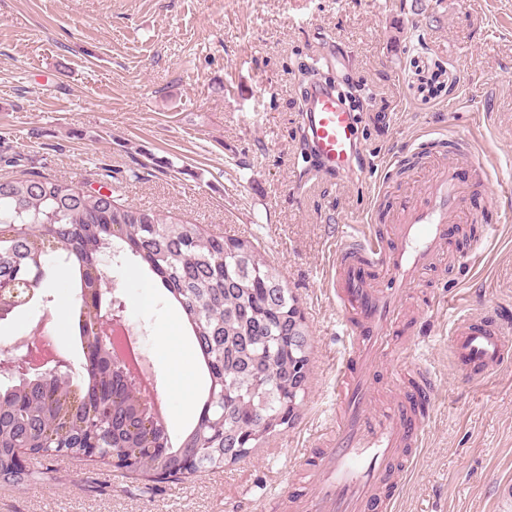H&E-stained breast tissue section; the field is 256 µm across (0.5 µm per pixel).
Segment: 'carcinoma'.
I'll list each match as a JSON object with an SVG mask.
<instances>
[{
  "label": "carcinoma",
  "instance_id": "obj_1",
  "mask_svg": "<svg viewBox=\"0 0 512 512\" xmlns=\"http://www.w3.org/2000/svg\"><path fill=\"white\" fill-rule=\"evenodd\" d=\"M0 259V275L40 268L38 288L53 265L73 268L85 358L75 383L48 373L0 384L1 480L25 487L44 479L41 466L17 468L18 448L43 462L78 456L94 442L153 491L235 463L294 423L311 338L296 297L250 241L206 235L194 224L34 172L0 180ZM106 259L117 273L134 261L161 281L163 300L185 314L206 366L205 408L175 442L149 419L135 385L99 342L98 311L111 299L99 278ZM33 297L6 292L0 310L9 315Z\"/></svg>",
  "mask_w": 512,
  "mask_h": 512
}]
</instances>
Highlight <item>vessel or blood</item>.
Returning <instances> with one entry per match:
<instances>
[{"label":"vessel or blood","mask_w":512,"mask_h":512,"mask_svg":"<svg viewBox=\"0 0 512 512\" xmlns=\"http://www.w3.org/2000/svg\"><path fill=\"white\" fill-rule=\"evenodd\" d=\"M303 125L322 168L341 179L350 177L359 143L357 122L328 85L309 88ZM466 166L483 171L472 149L450 150L422 203L406 207L400 223L341 238L331 286L350 349L336 375L330 438L281 497L290 512H391L421 442L425 412L438 398L431 372L408 362L393 336L409 312L413 288L444 255L466 208L460 179ZM450 351L465 380L486 379L512 358V324L485 314L461 317L450 333ZM385 368L405 387L381 407L374 380Z\"/></svg>","instance_id":"b4317fda"}]
</instances>
